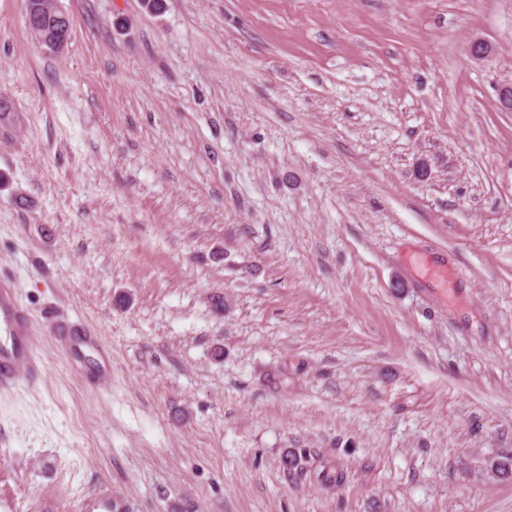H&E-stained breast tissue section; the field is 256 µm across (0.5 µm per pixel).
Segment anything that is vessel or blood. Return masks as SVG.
Wrapping results in <instances>:
<instances>
[{
	"mask_svg": "<svg viewBox=\"0 0 512 512\" xmlns=\"http://www.w3.org/2000/svg\"><path fill=\"white\" fill-rule=\"evenodd\" d=\"M59 339L66 343L75 365H82L87 354H94V371L109 374L112 362L99 337H73L66 327H57ZM40 369L32 344V329L26 310L15 291L0 280V390L10 391L31 381ZM81 512H127L125 499L111 488H99L86 494Z\"/></svg>",
	"mask_w": 512,
	"mask_h": 512,
	"instance_id": "obj_1",
	"label": "vessel or blood"
}]
</instances>
